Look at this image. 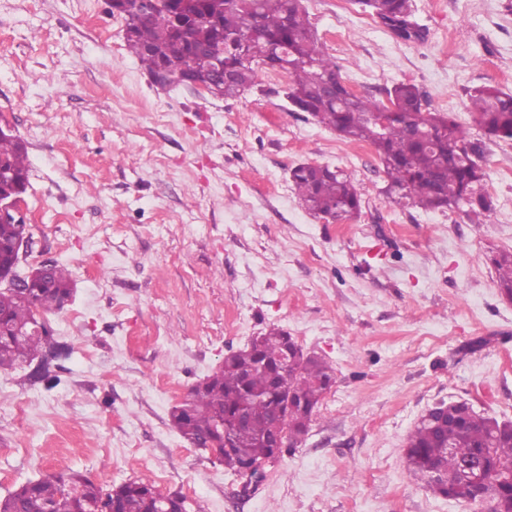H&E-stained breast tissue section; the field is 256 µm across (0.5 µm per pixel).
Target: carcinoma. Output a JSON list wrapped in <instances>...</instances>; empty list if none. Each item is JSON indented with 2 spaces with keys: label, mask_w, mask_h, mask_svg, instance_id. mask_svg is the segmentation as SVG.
Wrapping results in <instances>:
<instances>
[{
  "label": "carcinoma",
  "mask_w": 512,
  "mask_h": 512,
  "mask_svg": "<svg viewBox=\"0 0 512 512\" xmlns=\"http://www.w3.org/2000/svg\"><path fill=\"white\" fill-rule=\"evenodd\" d=\"M377 18L396 38L405 42L424 39L414 20L411 0H355ZM109 10L123 17L124 42L141 66L152 74L166 66L175 78L184 75L193 49L224 44L221 79L208 71H196L195 80L210 95L240 97L263 91L258 70L286 73L283 94L296 112H306L336 131L343 139L373 147L388 178L385 188L393 202L424 210L458 209L472 224L484 223L493 201L484 187L485 171L479 164L481 143L449 113L431 112L425 92L411 83H397L386 91L383 103L365 95H350L333 57L319 45L308 19L304 0H159L153 11L140 0H108ZM466 108L485 134L512 141V93L491 86L467 90ZM0 165L28 184V154L12 130L0 125ZM299 198L325 219L347 220L361 210V196L349 175L327 166L303 164L291 171ZM31 235L28 224H1L0 239L12 242ZM497 286L512 298V252L493 259ZM26 292L0 287V370L32 367L27 379L60 383L56 374L65 347L54 340L45 316L61 311L73 298L70 271L62 264L50 267L48 278L31 271ZM40 329H33V324ZM287 336L271 326L252 338L249 345L224 357V362L195 385L184 401L170 412L171 426L182 438L206 448L234 475L247 463L274 459L269 435L276 398L271 378L261 360L273 361L283 352ZM334 369L320 357L306 356L288 374V392L296 409L288 413V447L295 450L294 436L302 432L329 389ZM244 408L248 423L233 428V444L215 434L220 423H232ZM477 461L490 480L494 512H512V480L500 479L512 469V422L482 415L465 403L448 404L422 420L408 436L405 462L408 476L436 495L466 500L467 488L459 477L461 463ZM121 512H187L186 498L165 496L149 483L133 480L107 491L84 473L64 469L41 479L29 480L0 499V512H106L112 498Z\"/></svg>",
  "instance_id": "obj_1"
}]
</instances>
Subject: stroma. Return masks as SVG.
Listing matches in <instances>:
<instances>
[{
    "instance_id": "stroma-1",
    "label": "stroma",
    "mask_w": 512,
    "mask_h": 512,
    "mask_svg": "<svg viewBox=\"0 0 512 512\" xmlns=\"http://www.w3.org/2000/svg\"><path fill=\"white\" fill-rule=\"evenodd\" d=\"M304 5L347 87L380 99L414 83L481 140L492 211L472 224L392 203L374 149L292 111L285 75L234 99L163 90L106 0H0V115L29 159L20 270L56 261L74 286L47 317L70 349L60 384L0 371L1 498L62 469L109 489L159 466L188 512H489L410 481L404 448L442 402L512 421V302L492 264L512 251V141L465 109L470 88L512 92V0H413L416 44L352 0ZM300 164L350 175L359 216L305 209ZM272 324L335 384L303 445L244 496L169 413Z\"/></svg>"
}]
</instances>
